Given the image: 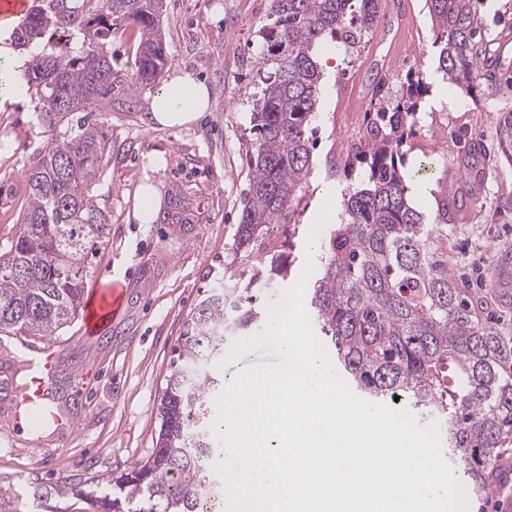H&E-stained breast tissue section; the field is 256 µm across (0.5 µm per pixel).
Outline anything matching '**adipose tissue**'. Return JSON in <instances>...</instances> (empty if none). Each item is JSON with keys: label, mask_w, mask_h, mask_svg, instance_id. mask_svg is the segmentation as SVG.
<instances>
[{"label": "adipose tissue", "mask_w": 512, "mask_h": 512, "mask_svg": "<svg viewBox=\"0 0 512 512\" xmlns=\"http://www.w3.org/2000/svg\"><path fill=\"white\" fill-rule=\"evenodd\" d=\"M210 99L206 85L185 71H174L152 93L149 107L154 121L163 128L182 127L207 111Z\"/></svg>", "instance_id": "adipose-tissue-1"}]
</instances>
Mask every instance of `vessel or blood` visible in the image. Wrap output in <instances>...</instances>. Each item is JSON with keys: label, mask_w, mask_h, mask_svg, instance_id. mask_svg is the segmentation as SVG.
Returning <instances> with one entry per match:
<instances>
[{"label": "vessel or blood", "mask_w": 512, "mask_h": 512, "mask_svg": "<svg viewBox=\"0 0 512 512\" xmlns=\"http://www.w3.org/2000/svg\"><path fill=\"white\" fill-rule=\"evenodd\" d=\"M121 310L119 294L92 302L84 325L87 335L93 336L103 330L111 319L117 318ZM15 349L26 370V378L13 389L14 418L19 425L51 426L58 436L76 432L77 420L67 408L53 396L55 385V357L53 353L30 346L17 340Z\"/></svg>", "instance_id": "vessel-or-blood-1"}]
</instances>
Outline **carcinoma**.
<instances>
[{
  "label": "carcinoma",
  "instance_id": "cac0c4a2",
  "mask_svg": "<svg viewBox=\"0 0 512 512\" xmlns=\"http://www.w3.org/2000/svg\"><path fill=\"white\" fill-rule=\"evenodd\" d=\"M166 0H29L5 37L22 64L5 74L35 103L44 146L24 165L28 204L13 240L0 248V333L52 338L78 317L85 268L106 237L108 217L92 189L112 158V136L95 113L112 97L159 84L171 61L161 24ZM437 30L442 80L470 89L489 44L480 37L479 0H426ZM379 0H273L260 30L259 55L271 71L250 118L251 178L224 270L187 316L172 350L157 405L151 454L99 491L65 476L34 489L36 512H205L224 498L213 471L212 403L224 388L209 371L225 339L267 320L255 292L288 277L292 247L270 226L293 227L313 169L307 132L316 118L326 49L350 51L370 30ZM138 34L134 67L118 66L112 38ZM424 74L399 100L379 99L366 134L348 159L363 176L344 189L342 210L322 243V269L309 288L322 344L352 385L372 400L399 397L448 419V452L475 489L489 491L512 452V336L484 317L487 302L448 265V161L425 159L417 171H442L435 211H420L405 168L406 138L419 123ZM512 161V110L498 123ZM27 503L0 485V512Z\"/></svg>",
  "mask_w": 512,
  "mask_h": 512
}]
</instances>
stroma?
Returning <instances> with one entry per match:
<instances>
[{"label":"stroma","instance_id":"stroma-1","mask_svg":"<svg viewBox=\"0 0 512 512\" xmlns=\"http://www.w3.org/2000/svg\"><path fill=\"white\" fill-rule=\"evenodd\" d=\"M163 15L172 67L203 80L210 111L191 126L160 128L149 112V94L113 99L105 119L112 134V160L93 188L109 217L107 236L88 267L86 296L108 295L122 286V311L112 328L85 343L82 320L54 340L57 395L77 417L69 439L19 428L11 412L12 382L22 378L9 355L13 337L0 335V479L14 493L75 475H119L146 459L158 432L156 407L171 350L182 324L224 267V246L241 219L250 178L246 152L250 116L261 96L265 67L257 57L260 29L271 21L272 0H166ZM491 44L494 73L512 76V0H480ZM435 36L426 0H381L371 31L357 50L338 58L319 93L312 149L314 172L306 207L292 238L290 274L280 288L263 289L277 300L307 265H320L310 240L324 241L320 223L323 183L345 188L341 142L361 134L377 87L398 96L407 74L427 75L421 128L404 147L407 165L428 157L448 160V262L468 287L486 296L492 316L512 332V294L493 288L502 256L512 257V164L501 155L499 116L512 109V91L491 80L473 91L448 89L436 74ZM29 95L0 108V247L14 238L27 199L22 171L44 144ZM165 154L153 180L164 205L155 221L134 218L136 188L148 157Z\"/></svg>","mask_w":512,"mask_h":512}]
</instances>
